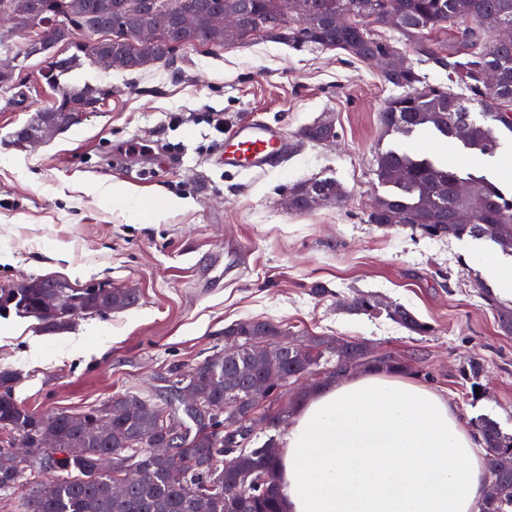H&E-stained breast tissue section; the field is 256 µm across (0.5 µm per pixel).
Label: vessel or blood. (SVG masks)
<instances>
[{
    "instance_id": "vessel-or-blood-1",
    "label": "vessel or blood",
    "mask_w": 512,
    "mask_h": 512,
    "mask_svg": "<svg viewBox=\"0 0 512 512\" xmlns=\"http://www.w3.org/2000/svg\"><path fill=\"white\" fill-rule=\"evenodd\" d=\"M286 148L287 137L281 126L251 118L225 134L216 155L225 168L256 171L270 166Z\"/></svg>"
}]
</instances>
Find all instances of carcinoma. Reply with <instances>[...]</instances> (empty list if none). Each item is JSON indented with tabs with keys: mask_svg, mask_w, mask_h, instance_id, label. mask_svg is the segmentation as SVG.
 <instances>
[{
	"mask_svg": "<svg viewBox=\"0 0 512 512\" xmlns=\"http://www.w3.org/2000/svg\"><path fill=\"white\" fill-rule=\"evenodd\" d=\"M151 0H139L137 9L127 7V0H29V10L20 29L31 31L52 15L68 18V29L101 27L106 30L120 24L130 39L126 42L104 40L96 44L99 52L122 49L141 52L131 36L151 21ZM176 10L197 14L192 31L174 26L150 52L162 61H172L179 50L188 46L222 47L245 44L255 36L266 37L293 46L336 49L364 61L397 51L392 40L374 34L385 25L387 0H171ZM235 13L238 34L224 38L210 27L214 11ZM350 22L339 24L340 14ZM512 26V0H403V14L397 32L413 46L418 60L446 72L448 83L433 84L415 71L414 63L382 73L384 81L400 90L386 100L379 120L388 130L411 134L432 129L442 138L464 140L483 154H494L501 142L481 118H490L512 133V45L497 43L496 30ZM456 29L454 46L446 48L429 38L445 28ZM79 52L56 57L50 63L49 77L68 72L79 59ZM496 70L494 86L484 82L485 70ZM461 89L457 93L454 88ZM100 90L60 87V100L44 115L56 112L76 113ZM482 107L481 116L471 112L469 104ZM375 174L390 191L377 197V204L367 215V222L383 229L407 227L430 237H471L491 241L512 249V194L505 193L485 177L463 178L448 163L420 152L388 150L376 158ZM317 193L323 201L337 200L343 187L334 180L315 179L296 183L288 193L297 199L295 210L307 212V195ZM472 214V223L461 224V216ZM41 289L27 288L14 299L0 288V316L10 312L38 319L40 330L57 333L75 320L69 315L58 325H47L38 315ZM71 307L84 314L100 305L87 289H64ZM480 296L485 307L497 317L500 331L512 335V304L502 303L487 288ZM25 302L26 311L18 305ZM349 310L386 316L411 333L425 335L431 327L402 305H387L378 296L366 294L342 301ZM285 332L263 320H242L224 327V341H236L242 355L219 365L204 361L186 371L175 373L173 384L186 378L210 387V401L224 407V417L214 422L212 430L199 431L189 415H179V408L164 398L149 394L121 393L110 399L112 430L100 432L98 416L85 413L57 412L51 415L28 410L14 395L20 374L0 371V431L13 441L0 448L12 464L0 465V491L23 490L22 512H282L281 490L277 481L278 460L270 459L265 449L277 447L279 430L275 420L294 414L308 392L292 393V386L305 374L315 376L312 386L332 380L353 365L363 370H387L429 378V374L385 351L380 352L363 340H344L331 348L330 337L310 336L311 350L302 361L280 345ZM270 349L269 361L279 366L288 380L270 390L265 402L253 400L249 386L261 371L250 356L255 341ZM182 425L177 448L186 466L177 471L168 460L155 453L150 442L162 439L155 414L160 406ZM236 414L247 419L249 433L238 437L234 447H224L225 428ZM471 428L488 452L490 481L499 487L497 496L483 501L479 512H512V434L489 416L471 419ZM59 430L66 437L82 442L84 451L71 455L65 448L40 447L45 428ZM34 472L51 482L53 493L44 496L36 482L22 483L26 472ZM126 481L127 494L112 496V485Z\"/></svg>",
	"mask_w": 512,
	"mask_h": 512,
	"instance_id": "cac0c4a2",
	"label": "carcinoma"
}]
</instances>
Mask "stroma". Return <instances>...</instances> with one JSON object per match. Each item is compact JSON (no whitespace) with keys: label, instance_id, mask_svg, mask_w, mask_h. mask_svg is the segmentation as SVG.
<instances>
[{"label":"stroma","instance_id":"1","mask_svg":"<svg viewBox=\"0 0 512 512\" xmlns=\"http://www.w3.org/2000/svg\"><path fill=\"white\" fill-rule=\"evenodd\" d=\"M51 52L29 56L16 83L0 89V287L77 269L91 281L135 289L133 307L75 319L60 334L35 318L0 317V368L21 375L15 396L39 414L78 413L127 391L166 388L172 370L224 348L225 326L267 320L294 336L361 339L421 362L462 420L488 415L512 433V335H503L479 297L496 288L494 266L512 264L498 246L469 237L432 238L367 221L385 194L377 153L423 147L512 190V133L497 128L496 156L432 136L387 131L379 112L391 96L380 70L341 50L268 39L219 49L187 47L174 62L130 72L81 59L58 84L44 74ZM108 91L96 111L34 145L14 132L59 98V86ZM258 118L282 125L288 152L259 173L224 169L214 158L223 130ZM333 121L335 143L302 130ZM136 140L143 153L113 158ZM330 178L342 204L299 213L292 184ZM90 184L137 188L145 213L133 217ZM165 194L191 207L154 224L148 209ZM326 286L322 296L309 288ZM373 294L426 322L417 335L386 315L340 302ZM483 366L486 393L472 399L460 371Z\"/></svg>","mask_w":512,"mask_h":512}]
</instances>
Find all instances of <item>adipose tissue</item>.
<instances>
[{"label":"adipose tissue","instance_id":"obj_1","mask_svg":"<svg viewBox=\"0 0 512 512\" xmlns=\"http://www.w3.org/2000/svg\"><path fill=\"white\" fill-rule=\"evenodd\" d=\"M284 512H475L486 451L456 407L395 374L315 388L282 436Z\"/></svg>","mask_w":512,"mask_h":512}]
</instances>
